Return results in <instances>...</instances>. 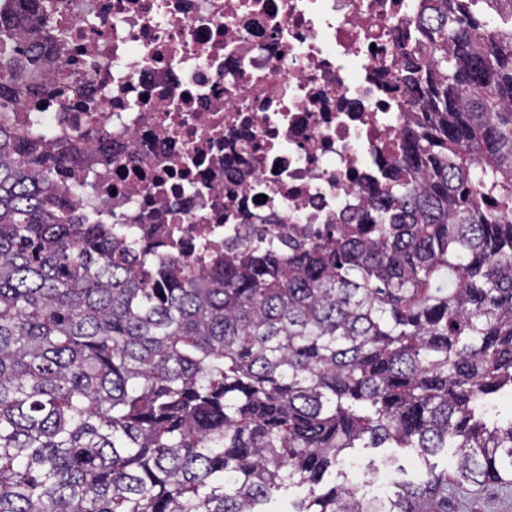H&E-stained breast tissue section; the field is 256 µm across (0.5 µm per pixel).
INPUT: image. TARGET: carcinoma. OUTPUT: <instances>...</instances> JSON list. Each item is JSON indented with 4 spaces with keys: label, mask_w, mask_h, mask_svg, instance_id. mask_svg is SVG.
<instances>
[{
    "label": "carcinoma",
    "mask_w": 512,
    "mask_h": 512,
    "mask_svg": "<svg viewBox=\"0 0 512 512\" xmlns=\"http://www.w3.org/2000/svg\"><path fill=\"white\" fill-rule=\"evenodd\" d=\"M504 2L420 0L418 118L363 221L208 265L68 219L50 130L9 120L67 31L54 0L0 15V512H448L512 487V420L488 417L512 390V25L483 24ZM355 448L419 477L360 495ZM359 454L364 462L374 460L375 465L380 468L381 474L386 467L395 470L400 466L405 473L398 474L400 478L414 479L418 471V466L413 465L415 458L412 455L397 454L395 461H387V457L393 455L392 448H359ZM448 512H512V488L468 486L448 496Z\"/></svg>",
    "instance_id": "obj_1"
}]
</instances>
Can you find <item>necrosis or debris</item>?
<instances>
[{
  "label": "necrosis or debris",
  "mask_w": 512,
  "mask_h": 512,
  "mask_svg": "<svg viewBox=\"0 0 512 512\" xmlns=\"http://www.w3.org/2000/svg\"><path fill=\"white\" fill-rule=\"evenodd\" d=\"M420 0H57L70 33L49 95H27L88 186L73 218L124 244L208 259L355 224L402 160L400 74L420 61ZM95 102L96 111L86 109Z\"/></svg>",
  "instance_id": "obj_1"
}]
</instances>
